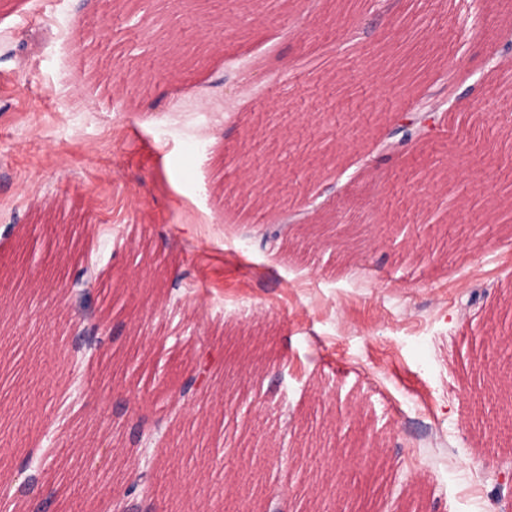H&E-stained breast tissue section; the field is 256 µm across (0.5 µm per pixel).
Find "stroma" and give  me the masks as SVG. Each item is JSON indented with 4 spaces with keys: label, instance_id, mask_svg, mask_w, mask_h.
<instances>
[{
    "label": "stroma",
    "instance_id": "stroma-1",
    "mask_svg": "<svg viewBox=\"0 0 512 512\" xmlns=\"http://www.w3.org/2000/svg\"><path fill=\"white\" fill-rule=\"evenodd\" d=\"M0 0V464L94 447L49 474L55 512H113L128 407L161 418L157 512H224L256 449L293 512L296 468L368 485L364 512H512V436L485 423L484 357L512 336V8L490 0ZM210 42L202 60L166 58ZM455 70L453 112L388 151ZM81 111L69 108L70 94ZM311 201L351 245L264 237ZM98 277L85 300L40 281ZM109 317L117 337H73ZM206 369L181 399L169 380ZM238 454H226V445Z\"/></svg>",
    "mask_w": 512,
    "mask_h": 512
}]
</instances>
